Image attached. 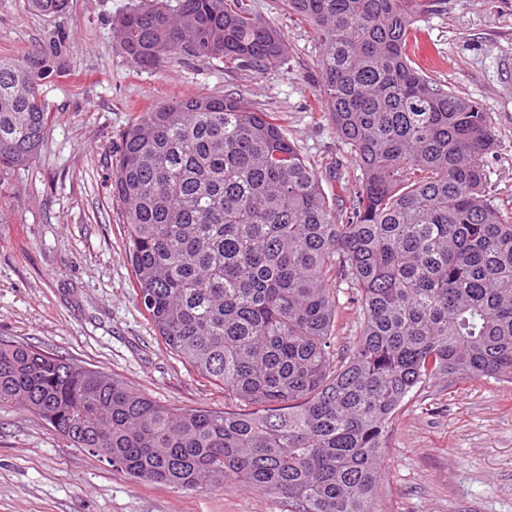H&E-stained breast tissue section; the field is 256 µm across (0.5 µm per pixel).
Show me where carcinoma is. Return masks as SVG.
Instances as JSON below:
<instances>
[{"label":"carcinoma","instance_id":"carcinoma-1","mask_svg":"<svg viewBox=\"0 0 512 512\" xmlns=\"http://www.w3.org/2000/svg\"><path fill=\"white\" fill-rule=\"evenodd\" d=\"M41 14L69 0H26ZM434 0H284L319 44L325 118L360 170L330 202L273 112L232 94L136 112L112 196L133 298L167 348L232 409L174 408L124 381L0 341V403L137 479L284 498L290 512H382L406 398L512 383V208L487 190L489 113L410 57ZM135 65L172 55L266 73L279 32L244 0H139L112 22ZM63 40L0 56V173L28 164L67 77ZM346 286L355 329L340 334Z\"/></svg>","mask_w":512,"mask_h":512}]
</instances>
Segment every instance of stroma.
Instances as JSON below:
<instances>
[{"mask_svg":"<svg viewBox=\"0 0 512 512\" xmlns=\"http://www.w3.org/2000/svg\"><path fill=\"white\" fill-rule=\"evenodd\" d=\"M136 0H70L49 17L0 0V55L65 32L67 78L45 87L55 113L38 155L0 176V339L20 340L110 373L168 406L224 407V391L163 344L135 305L112 199L118 134L162 101L234 94L277 113L326 193L353 184L354 162L324 118L318 49L282 0H250L287 46L260 73L183 56L145 70L112 40L111 18ZM432 78L477 102L497 141L488 186L512 206V0H436L419 18ZM385 512H512V384L439 382L410 400L387 453ZM0 512H289L287 500L231 486L200 493L146 483L71 447L45 421L0 405Z\"/></svg>","mask_w":512,"mask_h":512,"instance_id":"stroma-1","label":"stroma"}]
</instances>
